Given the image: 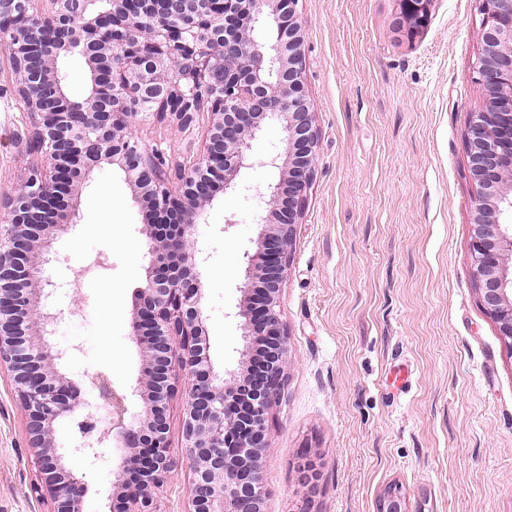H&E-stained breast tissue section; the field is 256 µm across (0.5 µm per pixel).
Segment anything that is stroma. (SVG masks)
<instances>
[{
  "label": "stroma",
  "mask_w": 512,
  "mask_h": 512,
  "mask_svg": "<svg viewBox=\"0 0 512 512\" xmlns=\"http://www.w3.org/2000/svg\"><path fill=\"white\" fill-rule=\"evenodd\" d=\"M400 0H298L306 33L305 91L319 129L300 231L283 268L285 382L261 461L264 512H379L396 489L405 512H512V347L480 305L472 274L476 185L465 132L486 100L474 78L481 51L476 0H432L426 26L397 29ZM210 116L189 129L167 117L138 125L170 167L200 154ZM0 52V202L41 162ZM284 132L270 122L253 162L199 225L205 338L216 370L233 371L244 341L236 315L246 256L261 230L259 193ZM146 215L115 167L83 187L73 224L59 232L46 273L63 312L55 341L73 347L64 372L106 375L131 392L142 354L131 336L134 291L150 264ZM174 466L154 512H189L193 461L183 399L167 410ZM26 413L0 365V512H53L27 445ZM86 467L85 512H109L123 449L104 441ZM316 491L298 479L303 458Z\"/></svg>",
  "instance_id": "obj_1"
}]
</instances>
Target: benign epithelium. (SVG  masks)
Returning a JSON list of instances; mask_svg holds the SVG:
<instances>
[{"mask_svg":"<svg viewBox=\"0 0 512 512\" xmlns=\"http://www.w3.org/2000/svg\"><path fill=\"white\" fill-rule=\"evenodd\" d=\"M298 0H0V47L17 77L19 105L31 118L29 147L42 165L0 211V363L13 372L54 512H83L88 484L55 442V425L80 411L72 456L93 465L105 435L100 406L60 369L67 352L51 341L62 311L46 306L53 282L44 264L58 232L71 223L80 188L105 165L117 166L152 218L151 263L137 291L131 335L143 356L128 415L126 396L98 374V398L112 404L111 431L124 455L113 471L121 512H153L154 489L173 468L166 413L184 395L185 448L194 465L190 512H263L262 458L270 451L268 417L285 380L280 317L282 262L296 241L311 184L319 131L304 91L305 34ZM430 0H402L399 27L426 24ZM481 52L473 67L487 91L466 129L469 173L477 186L472 224L473 274L481 306L512 344V0H478ZM81 55L90 87L66 88L59 61ZM211 115L201 154L171 185L165 153L135 133L150 115L177 126ZM269 120L281 123L284 152L262 196L265 214L246 281L264 284L257 309L239 304L246 345L269 342L258 377L216 372L203 339L197 226L216 195L252 160V141Z\"/></svg>","mask_w":512,"mask_h":512,"instance_id":"7a95c632","label":"benign epithelium"}]
</instances>
